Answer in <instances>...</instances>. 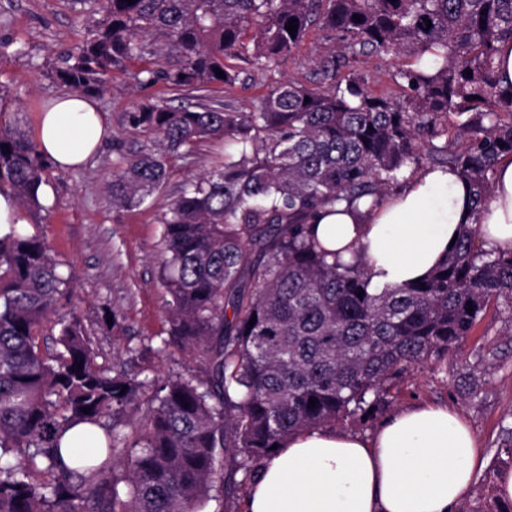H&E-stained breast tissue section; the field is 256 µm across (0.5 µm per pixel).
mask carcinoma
<instances>
[{
  "label": "carcinoma",
  "mask_w": 512,
  "mask_h": 512,
  "mask_svg": "<svg viewBox=\"0 0 512 512\" xmlns=\"http://www.w3.org/2000/svg\"><path fill=\"white\" fill-rule=\"evenodd\" d=\"M98 2L83 39L50 69L89 96L134 60L146 64L141 84L232 86L237 62L277 68L315 23L338 39L309 83L285 79L248 110L156 101L129 112L151 139L114 174V207H142L173 156L224 139V155L162 220L159 350L198 373L155 381L98 363L77 312L63 311L74 273L39 235L0 237V512H205L224 449L228 497L272 446L370 416L409 370L462 346L490 305L512 310V252L475 247L471 224L422 282L382 288L312 230L323 207L378 201L425 161L457 170L482 208L497 159L512 155V83L495 68L497 44L512 41V0ZM366 52L415 57L398 71L410 93L375 95L358 74L339 75L341 61ZM7 114L0 92V188L40 210L51 164ZM452 115L466 116L462 151L446 143ZM49 335L53 353L41 348ZM133 408L142 416L128 432ZM79 423L102 436L63 450ZM42 471L52 479L34 481Z\"/></svg>",
  "instance_id": "carcinoma-1"
}]
</instances>
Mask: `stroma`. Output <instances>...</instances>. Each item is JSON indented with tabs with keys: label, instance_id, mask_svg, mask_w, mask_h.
I'll return each mask as SVG.
<instances>
[{
	"label": "stroma",
	"instance_id": "stroma-1",
	"mask_svg": "<svg viewBox=\"0 0 512 512\" xmlns=\"http://www.w3.org/2000/svg\"><path fill=\"white\" fill-rule=\"evenodd\" d=\"M91 21L76 0H0V85L26 135H34L38 110L46 98L66 92L50 69L57 56L82 38ZM334 45L332 33L311 27L296 61L285 70L244 66L231 87L176 89L165 82L140 85L132 73H117L99 95L108 135L92 163L77 170L51 169L44 186V208L29 214L27 229L43 236L63 268L76 272L73 303L92 326L103 307L119 312L120 327L94 330L91 341L104 365L140 378H164L191 370L179 355L152 350L166 327L164 292L157 279L163 250L162 218L167 205L188 179L206 174L223 140L205 141L172 158L170 175L149 206L124 210L112 205V177L127 157L150 137L131 127L127 114L138 102L164 100L170 105L253 106L282 76L299 81L313 76L314 63ZM412 57L359 56L355 71L372 91L402 94L394 75L413 65ZM421 402L448 405L467 419L479 438L485 465L455 512L491 507L502 472L512 471V312L490 308L465 345L440 362L431 360L409 371L396 397L366 419L336 423L341 433L370 436L388 417Z\"/></svg>",
	"mask_w": 512,
	"mask_h": 512
}]
</instances>
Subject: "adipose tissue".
Wrapping results in <instances>:
<instances>
[{"label": "adipose tissue", "instance_id": "1", "mask_svg": "<svg viewBox=\"0 0 512 512\" xmlns=\"http://www.w3.org/2000/svg\"><path fill=\"white\" fill-rule=\"evenodd\" d=\"M107 136L98 101L69 92L47 100L41 150L62 170L85 167ZM468 184L452 169L410 178L379 204H336L315 216L316 236L343 262L363 259L372 285L423 278L472 224L485 249L512 251V155L496 165L492 192L471 214ZM484 465L467 422L422 404L389 419L372 437L313 429L288 437L251 482L245 512H453Z\"/></svg>", "mask_w": 512, "mask_h": 512}]
</instances>
